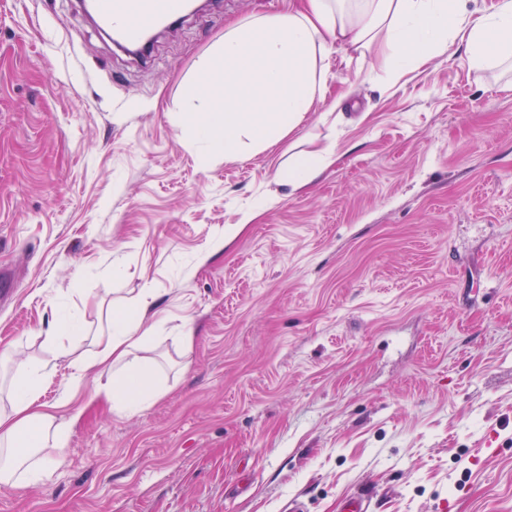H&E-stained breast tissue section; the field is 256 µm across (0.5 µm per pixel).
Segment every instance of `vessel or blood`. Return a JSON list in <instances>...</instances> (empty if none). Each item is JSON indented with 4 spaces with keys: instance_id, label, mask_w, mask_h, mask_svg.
<instances>
[{
    "instance_id": "b4317fda",
    "label": "vessel or blood",
    "mask_w": 512,
    "mask_h": 512,
    "mask_svg": "<svg viewBox=\"0 0 512 512\" xmlns=\"http://www.w3.org/2000/svg\"><path fill=\"white\" fill-rule=\"evenodd\" d=\"M94 6L101 25L122 48L140 46L146 33L173 22L178 13L168 0H94Z\"/></svg>"
}]
</instances>
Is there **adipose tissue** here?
I'll return each instance as SVG.
<instances>
[{"label": "adipose tissue", "instance_id": "adipose-tissue-1", "mask_svg": "<svg viewBox=\"0 0 512 512\" xmlns=\"http://www.w3.org/2000/svg\"><path fill=\"white\" fill-rule=\"evenodd\" d=\"M454 36L473 67L512 64V0H494L483 13L466 11L462 0H302L283 14L233 23L204 65V106L179 118L180 131L228 160L265 150L304 124L314 104L323 101L333 46L362 58L394 60L402 73L446 54ZM153 300L152 289H141L137 317L114 315L93 362L74 364L81 373L94 367L112 376L99 394L121 412L152 398L138 389L137 379L152 371L140 353L153 333L141 320ZM42 378L40 368L25 367L11 414H0L1 449L21 446L28 436L41 447L66 446L75 420L36 407ZM55 465L46 456L33 465L23 458L1 459L0 484L21 489L45 482Z\"/></svg>", "mask_w": 512, "mask_h": 512}]
</instances>
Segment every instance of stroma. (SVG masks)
<instances>
[{
  "mask_svg": "<svg viewBox=\"0 0 512 512\" xmlns=\"http://www.w3.org/2000/svg\"><path fill=\"white\" fill-rule=\"evenodd\" d=\"M288 2L212 0L143 66L79 0H0V411L27 361L43 410L81 414L0 512H339L367 487L377 512H512V71L340 50L276 145L183 138L225 28ZM146 287L157 394L123 414L71 362ZM330 157L328 149L321 150L313 155L295 162L293 168L288 171V181L295 186L304 185Z\"/></svg>",
  "mask_w": 512,
  "mask_h": 512,
  "instance_id": "stroma-1",
  "label": "stroma"
}]
</instances>
